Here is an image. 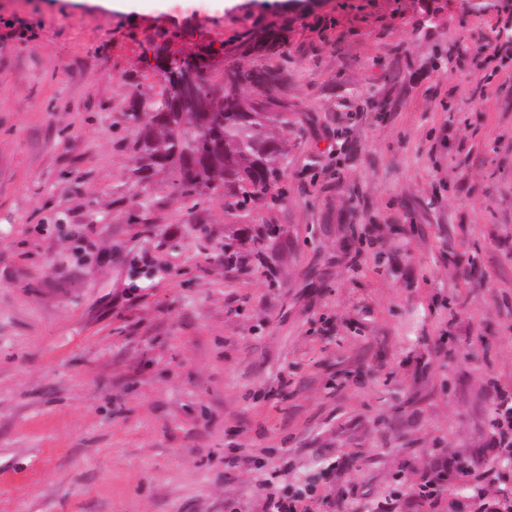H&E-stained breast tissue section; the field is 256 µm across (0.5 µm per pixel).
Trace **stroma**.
I'll return each instance as SVG.
<instances>
[{
  "label": "stroma",
  "instance_id": "35a3bbf8",
  "mask_svg": "<svg viewBox=\"0 0 512 512\" xmlns=\"http://www.w3.org/2000/svg\"><path fill=\"white\" fill-rule=\"evenodd\" d=\"M498 5L0 0L39 26L0 41V512H263L288 483L404 512L394 490L481 453L424 512L512 497V71L477 64ZM260 30L287 41L286 199L238 219L169 170L135 184L148 57L217 74ZM497 427L499 428V441L497 456L512 455V399L500 401L497 408Z\"/></svg>",
  "mask_w": 512,
  "mask_h": 512
}]
</instances>
